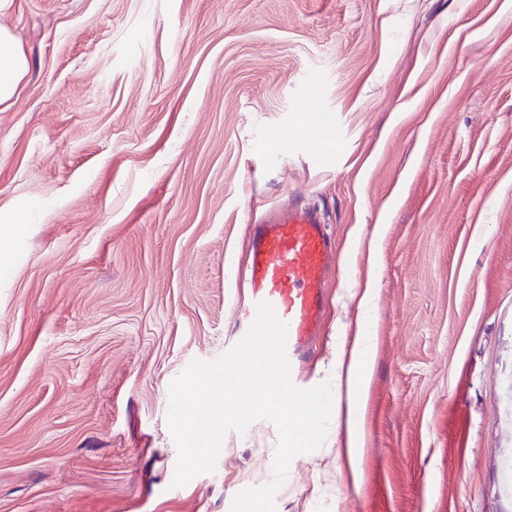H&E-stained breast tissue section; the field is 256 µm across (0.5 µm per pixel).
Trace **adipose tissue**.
Segmentation results:
<instances>
[{
	"mask_svg": "<svg viewBox=\"0 0 512 512\" xmlns=\"http://www.w3.org/2000/svg\"><path fill=\"white\" fill-rule=\"evenodd\" d=\"M28 71L24 50L16 43L10 29L0 25V112L14 105L18 88ZM374 357L373 338L368 329H360L349 347L340 351L336 366V401L329 408L336 431V457L343 460L355 476L360 473L362 458L364 391Z\"/></svg>",
	"mask_w": 512,
	"mask_h": 512,
	"instance_id": "adipose-tissue-1",
	"label": "adipose tissue"
}]
</instances>
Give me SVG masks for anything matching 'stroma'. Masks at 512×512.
<instances>
[{
  "instance_id": "stroma-1",
  "label": "stroma",
  "mask_w": 512,
  "mask_h": 512,
  "mask_svg": "<svg viewBox=\"0 0 512 512\" xmlns=\"http://www.w3.org/2000/svg\"><path fill=\"white\" fill-rule=\"evenodd\" d=\"M0 112V512H230L278 430L174 486L169 390L232 342L248 224L336 238L301 368L368 320L362 475L331 442L276 512H512V0H12ZM338 138L340 150L325 143ZM28 71L24 50L15 42L10 29L0 25V112L15 104L18 88Z\"/></svg>"
}]
</instances>
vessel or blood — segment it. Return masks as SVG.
<instances>
[{
  "label": "vessel or blood",
  "instance_id": "b4317fda",
  "mask_svg": "<svg viewBox=\"0 0 512 512\" xmlns=\"http://www.w3.org/2000/svg\"><path fill=\"white\" fill-rule=\"evenodd\" d=\"M336 259L333 238L317 210L292 208L274 221L252 225L238 306L235 341H242L259 303H269L286 325V355L297 367L316 336L325 302V278Z\"/></svg>",
  "mask_w": 512,
  "mask_h": 512
}]
</instances>
